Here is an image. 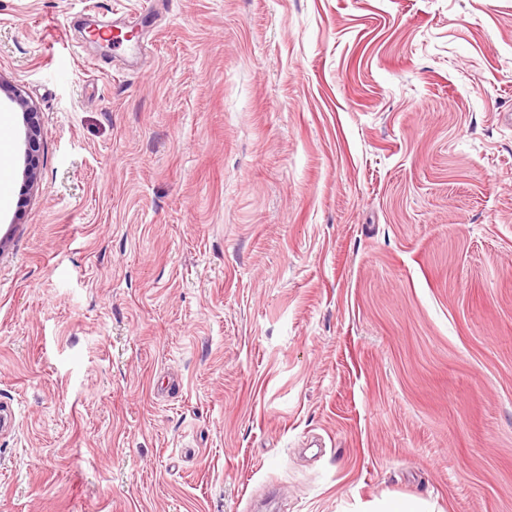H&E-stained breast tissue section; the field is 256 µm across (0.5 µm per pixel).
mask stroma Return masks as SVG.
Listing matches in <instances>:
<instances>
[{"label": "stroma", "mask_w": 512, "mask_h": 512, "mask_svg": "<svg viewBox=\"0 0 512 512\" xmlns=\"http://www.w3.org/2000/svg\"><path fill=\"white\" fill-rule=\"evenodd\" d=\"M0 78V512H512V0H0ZM0 92H3L7 98L16 104L23 112L26 121V139H27V162L23 171L25 182L28 187H33L39 177V137L41 136L40 114L30 105L23 91L12 84L4 83L0 78Z\"/></svg>", "instance_id": "35a3bbf8"}]
</instances>
